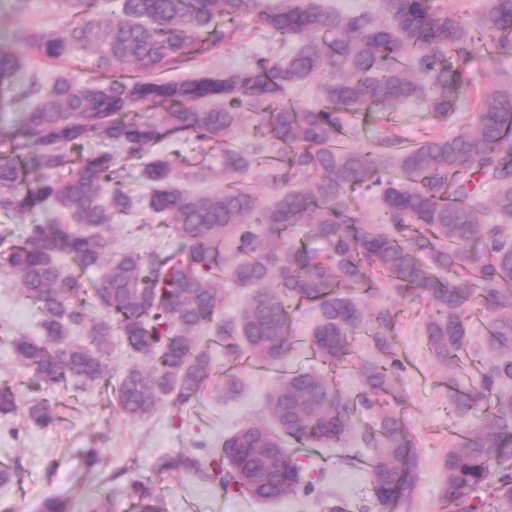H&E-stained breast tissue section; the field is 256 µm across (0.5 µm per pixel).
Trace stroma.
I'll return each mask as SVG.
<instances>
[{
	"mask_svg": "<svg viewBox=\"0 0 512 512\" xmlns=\"http://www.w3.org/2000/svg\"><path fill=\"white\" fill-rule=\"evenodd\" d=\"M14 0H0V44L14 45L19 27L53 28L67 17L60 0H28L23 16L13 11ZM236 42L214 56L217 72L237 70L259 55L287 57L292 44L280 43L272 31L238 22ZM394 129L409 140L440 130L452 135L457 124L437 126L422 106L408 104L384 121L361 118L356 136L375 139ZM112 248L142 255L165 254L178 245L171 225L148 224L141 209H133L113 224ZM372 305L397 309L400 327L395 338L404 367L399 380L402 403L397 413L410 431L421 459L416 485L396 512H454L441 500V458L453 444V433L476 424L481 410L456 416L448 411L445 374L429 355L422 331L423 311L387 288L369 299ZM42 315L21 296L18 278L0 269V382H10L17 408L0 414V461L9 463L14 476L0 486V512H45L50 499L67 501L72 512H138L129 491L138 484L161 495L162 512H327L340 505L345 512H378L364 465L371 454L362 430L373 426L378 412L357 406L356 430L341 446H288L303 468L310 489L276 502H264L237 491H224L220 452L226 435L245 423L265 418V398L278 376L318 366L310 351L295 346L284 364L268 370L245 368V389L225 398L205 392L195 402L178 407L165 401L151 415L130 420L116 407V391L131 360L122 336L112 338V382L109 387L49 389L18 364L11 340L22 334L41 338ZM49 400L62 419L54 426L35 425L27 417L29 406ZM96 449L101 465L88 469L85 454ZM197 463L182 466V459Z\"/></svg>",
	"mask_w": 512,
	"mask_h": 512,
	"instance_id": "obj_1",
	"label": "stroma"
}]
</instances>
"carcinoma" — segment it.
Returning <instances> with one entry per match:
<instances>
[{
  "instance_id": "obj_1",
  "label": "carcinoma",
  "mask_w": 512,
  "mask_h": 512,
  "mask_svg": "<svg viewBox=\"0 0 512 512\" xmlns=\"http://www.w3.org/2000/svg\"><path fill=\"white\" fill-rule=\"evenodd\" d=\"M70 22L60 29L22 27L16 41L52 61L81 53L96 76L76 84L64 76L46 83L11 46H0V88L27 104L20 131L0 127V208L15 219L51 206L57 216L33 223L26 238L0 256L17 275L24 300L43 314V337L16 335L17 360L39 384L112 381V331L134 360L117 405L129 419L151 415L169 396L192 402L211 384L226 397L244 390L238 371L217 376L202 333L224 341L227 358L276 367L304 344L322 369L278 378L266 399L274 422L248 423L224 439V486L260 500L302 488L301 467L286 440L341 444L354 426V402L338 386L336 367L351 355L357 331L375 357L360 370L364 402L383 405L377 426L362 433L372 450L369 482L380 512L408 496L420 470L415 444L392 411L400 404L395 378L403 368L394 345L399 314L367 308L364 299L385 286L424 304L428 351L445 373L455 415L483 404L512 381V79L477 93V53L512 56V0H468L438 7L434 0H380V12L345 13L322 0H65ZM249 16L283 42L298 41L286 60L260 56L227 75L203 69L174 80L168 73L235 40V21ZM330 71L318 100L301 106L290 92ZM476 99L459 133L433 134L408 144L391 133L350 144L351 118L422 105L437 123L455 118L463 99ZM261 137L280 144L274 160L258 148L224 143L244 116ZM166 140L183 155L190 143L224 156V190L195 191L172 176L168 155L144 171L147 207L169 223L176 250L151 258L112 251L108 228L130 212L135 198L121 179L125 163ZM101 145L110 149L103 151ZM266 168L273 201L260 204L246 176ZM395 169L400 180L385 174ZM494 188L486 204L480 186ZM377 194V221L362 220L360 196ZM499 221H493V218ZM69 259V271L58 261ZM95 267L89 288L79 276ZM245 292L237 314L224 318L227 289ZM93 293L101 307L82 296ZM488 311L478 379L458 386L473 354L466 313ZM308 305L315 321L296 335L293 307ZM86 342L68 341L71 327ZM29 419L59 421L47 402ZM512 395L497 394L493 409L448 449L441 461V499L457 512H479L473 490L493 482L495 512H512Z\"/></svg>"
}]
</instances>
